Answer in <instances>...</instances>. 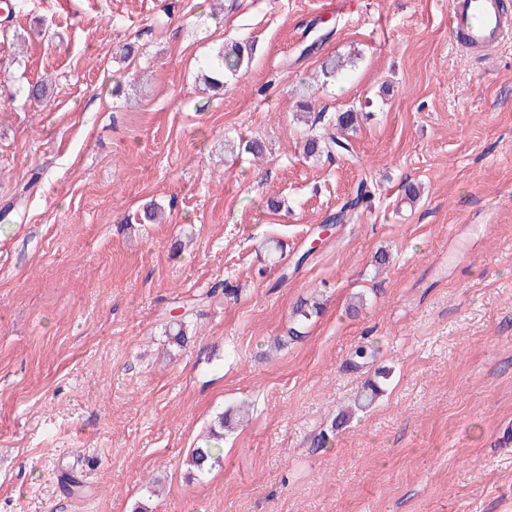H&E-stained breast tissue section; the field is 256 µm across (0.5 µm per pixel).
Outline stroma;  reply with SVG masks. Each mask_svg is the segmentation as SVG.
<instances>
[{
  "label": "stroma",
  "instance_id": "obj_1",
  "mask_svg": "<svg viewBox=\"0 0 512 512\" xmlns=\"http://www.w3.org/2000/svg\"><path fill=\"white\" fill-rule=\"evenodd\" d=\"M329 2L10 0L0 512H512V32L472 53L449 0ZM235 42L251 65L206 87ZM359 105L353 160L304 155L311 121ZM365 176L368 206L318 236ZM241 403L222 466L190 476ZM312 313L313 307L310 308L307 303L301 301L300 304H297L292 316L293 324L295 326L289 328L286 336L276 338L278 346L288 345V341H297L304 337L302 335L304 333L300 331V328H302L304 323L311 318Z\"/></svg>",
  "mask_w": 512,
  "mask_h": 512
}]
</instances>
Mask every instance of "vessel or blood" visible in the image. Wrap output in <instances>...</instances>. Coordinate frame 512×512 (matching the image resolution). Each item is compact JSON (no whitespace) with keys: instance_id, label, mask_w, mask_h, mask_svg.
<instances>
[{"instance_id":"b4317fda","label":"vessel or blood","mask_w":512,"mask_h":512,"mask_svg":"<svg viewBox=\"0 0 512 512\" xmlns=\"http://www.w3.org/2000/svg\"><path fill=\"white\" fill-rule=\"evenodd\" d=\"M509 28L512 19L503 14L500 0H451L448 31L463 36L470 49L493 50Z\"/></svg>"}]
</instances>
